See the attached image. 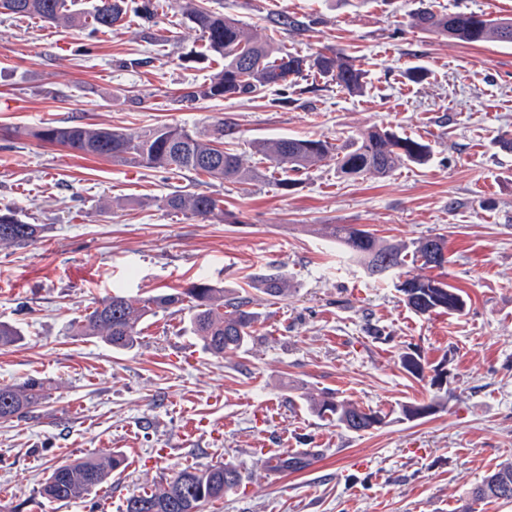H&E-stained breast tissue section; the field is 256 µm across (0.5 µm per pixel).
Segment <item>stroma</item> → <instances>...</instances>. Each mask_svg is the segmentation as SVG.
Returning a JSON list of instances; mask_svg holds the SVG:
<instances>
[{
    "label": "stroma",
    "mask_w": 512,
    "mask_h": 512,
    "mask_svg": "<svg viewBox=\"0 0 512 512\" xmlns=\"http://www.w3.org/2000/svg\"><path fill=\"white\" fill-rule=\"evenodd\" d=\"M273 54L332 47L358 59L363 93L306 73L256 95L184 101L210 67L192 62L202 37L179 9L156 25L128 14L104 40L36 18L0 17V209L42 225L38 242L0 245V321L23 339L0 350V381L48 383L41 405L0 422V512H122L126 498L187 466L231 461L247 479L201 512H512L470 492L512 460V45L461 44L407 26L418 0H210ZM285 13L302 30H274ZM426 72L409 82L412 67ZM232 117L234 149L257 169L228 183L84 157L29 137L76 121L139 132L178 124L203 132ZM390 127L432 148L428 165L349 177L327 158L281 191L252 150L269 137L326 138L341 146ZM177 190L220 199L202 222L164 206ZM358 224L383 243L446 241L435 277L461 288L460 314L419 316L394 278L368 277L325 236ZM283 266L290 290L254 291V273ZM246 292L255 340L224 359L205 350L184 313L158 312L136 346L68 334L102 298L145 299L197 281ZM381 329V339L366 333ZM420 354L416 378L400 363ZM448 375L443 409L400 419L427 402L434 368ZM330 391L380 411L369 434L309 413L303 397ZM311 448L299 472L268 470L261 449ZM113 452L123 466L91 495L41 498L49 470Z\"/></svg>",
    "instance_id": "stroma-1"
}]
</instances>
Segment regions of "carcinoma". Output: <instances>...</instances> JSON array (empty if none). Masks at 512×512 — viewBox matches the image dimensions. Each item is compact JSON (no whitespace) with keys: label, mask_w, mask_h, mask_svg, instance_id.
Listing matches in <instances>:
<instances>
[{"label":"carcinoma","mask_w":512,"mask_h":512,"mask_svg":"<svg viewBox=\"0 0 512 512\" xmlns=\"http://www.w3.org/2000/svg\"><path fill=\"white\" fill-rule=\"evenodd\" d=\"M179 8L190 26L199 31L204 45L198 59L218 64L209 83L187 96L226 99L253 93L261 88L281 86L289 78L312 72L349 94L364 89L365 71L356 59L326 49L313 55L286 53L273 57L265 40L251 38L239 20L211 9L206 0H178ZM129 0H94L82 8L76 0H0V15L36 17L43 22L79 31L89 29L106 34L127 15ZM171 6V0H141L134 12L152 22ZM408 25L464 44L499 41L512 44V18H488L467 11L436 13L420 6L409 14ZM235 133V123L222 119L209 132L200 135L181 125L160 124L138 133L82 123L48 124L29 132L45 143L60 145L83 155L110 159L116 163L162 169L166 172L207 176L242 183L254 176L240 155L226 147ZM260 162L279 174L276 186L286 192L296 184L291 174L306 169L315 161L336 154L339 173L345 176L372 174L385 178L400 163L425 165L431 160L429 144L398 133L391 128L376 129L352 139L342 151L327 139L277 137L261 139L254 145ZM173 211H188L207 220L220 210V200L205 194L174 192L164 199ZM333 238L349 257L363 262L367 275L382 280L400 272L412 260L423 268H442L448 263L444 240L430 237L412 244V248L380 243L373 234L356 224H327ZM42 227L29 223L18 212L0 211V244L27 245L40 237ZM257 290L272 299L288 296V273L270 264L252 277ZM403 302L419 315L433 313L460 314L467 300L459 288L422 276H405L395 284ZM251 296L232 293L224 288L199 281L180 292L161 294L147 299L112 294L92 310L72 320L68 330L74 336H96L113 349L128 350L136 343L142 324L160 311L175 308L189 310L191 333L212 354L224 357L235 354L254 339L257 315L251 311ZM21 340V330L0 322V348ZM402 368L412 376L424 372L417 353L401 356ZM45 399L44 383L37 378L22 382L0 383V420L24 417ZM314 415L336 423L351 433L361 434L385 424V415L365 409L332 393L305 399ZM443 407V399L428 403H410L400 408V418L418 421L434 415ZM314 455H288L275 459L278 471L298 472L311 465ZM115 452L103 459L79 458L54 467L41 485L40 496L50 502L82 498L108 479L110 471L123 464ZM243 481L239 467L227 461L205 468L185 467L160 488H151L126 499L124 512H200L210 500L224 498L238 490ZM474 501L487 499L512 502V462H504L475 486Z\"/></svg>","instance_id":"obj_1"}]
</instances>
